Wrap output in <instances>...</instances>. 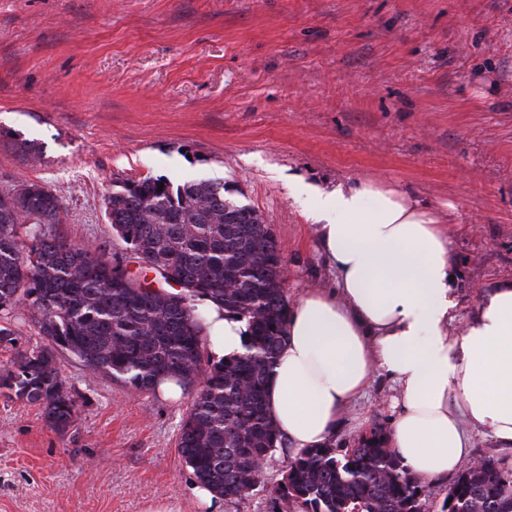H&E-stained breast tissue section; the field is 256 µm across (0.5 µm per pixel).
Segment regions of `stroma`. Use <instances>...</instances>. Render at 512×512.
Instances as JSON below:
<instances>
[{"label": "stroma", "instance_id": "35a3bbf8", "mask_svg": "<svg viewBox=\"0 0 512 512\" xmlns=\"http://www.w3.org/2000/svg\"><path fill=\"white\" fill-rule=\"evenodd\" d=\"M43 142L24 159L9 136ZM219 179L269 224L296 301L337 279L296 183L379 181L417 195L448 232L460 332L512 281V0H0V192L40 183L54 230L123 254L114 179ZM79 413L65 433L0 392V512H207L177 441L191 394L136 395L62 353ZM376 376L333 438L390 426ZM217 512H272L270 485Z\"/></svg>", "mask_w": 512, "mask_h": 512}]
</instances>
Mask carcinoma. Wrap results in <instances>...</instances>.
<instances>
[{"mask_svg":"<svg viewBox=\"0 0 512 512\" xmlns=\"http://www.w3.org/2000/svg\"><path fill=\"white\" fill-rule=\"evenodd\" d=\"M229 193L212 179L112 181L108 223L132 259L177 281L180 289L166 293L57 235L63 203L50 188L30 182L16 195L0 193V312L29 306L43 340L17 354L0 390L42 406L63 433L78 405L56 368L60 353L136 393L174 378L194 390L181 456L197 482L233 502L265 485L256 463L283 448L266 390L289 300L269 225L248 205L226 209ZM207 302L247 323L244 352L225 362L208 353ZM271 495L273 512H512V470L484 460L434 503L390 448L388 432L375 428L354 448L329 442L291 455Z\"/></svg>","mask_w":512,"mask_h":512,"instance_id":"cac0c4a2","label":"carcinoma"}]
</instances>
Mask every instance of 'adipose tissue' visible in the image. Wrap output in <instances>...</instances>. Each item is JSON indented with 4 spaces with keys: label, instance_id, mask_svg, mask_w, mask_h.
<instances>
[{
    "label": "adipose tissue",
    "instance_id": "adipose-tissue-1",
    "mask_svg": "<svg viewBox=\"0 0 512 512\" xmlns=\"http://www.w3.org/2000/svg\"><path fill=\"white\" fill-rule=\"evenodd\" d=\"M311 216L338 279L306 290L288 312L267 386L286 446L328 442L380 373L399 394L389 443L413 474H456L476 431L512 447V283L454 334L457 268L446 232L416 196L340 182L315 194ZM206 322L213 360L243 353L245 322L212 304Z\"/></svg>",
    "mask_w": 512,
    "mask_h": 512
}]
</instances>
